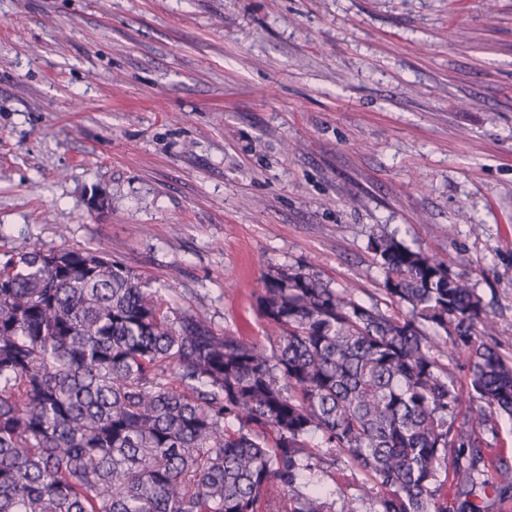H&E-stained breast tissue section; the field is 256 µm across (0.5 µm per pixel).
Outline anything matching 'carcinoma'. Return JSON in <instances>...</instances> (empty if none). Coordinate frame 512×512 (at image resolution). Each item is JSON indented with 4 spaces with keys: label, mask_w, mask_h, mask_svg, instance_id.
Listing matches in <instances>:
<instances>
[{
    "label": "carcinoma",
    "mask_w": 512,
    "mask_h": 512,
    "mask_svg": "<svg viewBox=\"0 0 512 512\" xmlns=\"http://www.w3.org/2000/svg\"><path fill=\"white\" fill-rule=\"evenodd\" d=\"M370 249L388 309L272 268L255 291L263 343L171 320L97 250L1 257L0 512H335L315 477L338 453L371 482L358 498L337 488L341 512L511 499L512 468L458 418L466 393L483 422L512 416V357L484 341L495 318L440 258L386 233ZM450 346L468 352L466 392L441 361Z\"/></svg>",
    "instance_id": "cac0c4a2"
}]
</instances>
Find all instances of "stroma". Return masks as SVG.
<instances>
[{
  "mask_svg": "<svg viewBox=\"0 0 512 512\" xmlns=\"http://www.w3.org/2000/svg\"><path fill=\"white\" fill-rule=\"evenodd\" d=\"M382 232L470 276L512 353V0H0V254L101 250L260 342L264 273L368 299Z\"/></svg>",
  "mask_w": 512,
  "mask_h": 512,
  "instance_id": "obj_1",
  "label": "stroma"
}]
</instances>
